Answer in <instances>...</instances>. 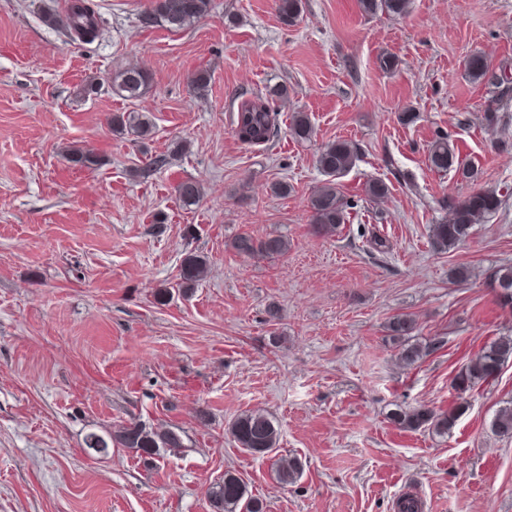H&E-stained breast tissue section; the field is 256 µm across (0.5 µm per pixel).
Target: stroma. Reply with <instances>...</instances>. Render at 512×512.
Segmentation results:
<instances>
[{"instance_id":"35a3bbf8","label":"stroma","mask_w":512,"mask_h":512,"mask_svg":"<svg viewBox=\"0 0 512 512\" xmlns=\"http://www.w3.org/2000/svg\"><path fill=\"white\" fill-rule=\"evenodd\" d=\"M70 3L0 0V512H214L209 490L228 471L264 512H397L405 494L421 512H512V437L491 428L512 404V361L453 386L512 336L493 281L512 265V91L464 67L479 52L512 69V0H411L401 16L302 0L288 26L275 0H212L176 34L142 26L149 0H93L106 24L89 43L43 20ZM385 53L396 69L380 68ZM129 66L150 75L135 101L108 87ZM275 86L288 90L277 136L241 143L238 105ZM132 110L151 118L152 139L113 133V114ZM295 112L311 118L309 141L287 130ZM441 133L473 178L430 166ZM336 140L361 147L339 180L359 205L326 236L309 199L325 180L317 154ZM75 145L103 166L72 176ZM188 179L201 188L192 206L175 192ZM372 179L391 189L383 203L364 199ZM279 181L289 195L273 193ZM476 191L500 209L434 251L430 225ZM241 234L291 248L243 257L231 247ZM191 252L209 274L183 294ZM397 318L413 321L409 343L442 347L404 364ZM419 406L460 416L445 435L389 418ZM256 411L279 430L273 452L239 448L228 430ZM131 423L173 429L184 446L89 448V434ZM290 457L303 469L284 485L274 463ZM512 358V336H503L485 347L481 354L461 369L454 379L459 391H467L480 382L494 380Z\"/></svg>"}]
</instances>
